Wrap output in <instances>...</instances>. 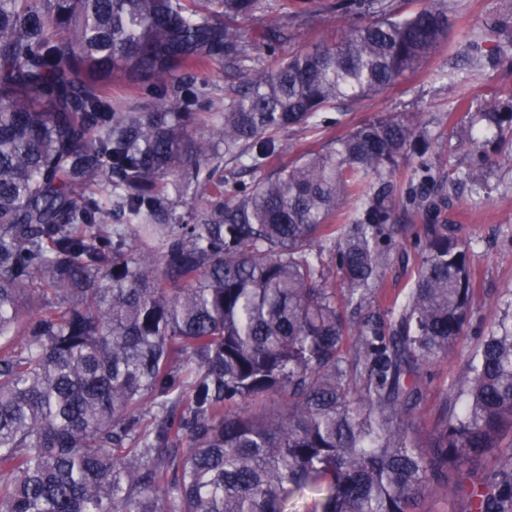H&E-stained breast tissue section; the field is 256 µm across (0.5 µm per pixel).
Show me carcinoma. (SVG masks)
I'll return each instance as SVG.
<instances>
[{"label": "carcinoma", "instance_id": "cac0c4a2", "mask_svg": "<svg viewBox=\"0 0 512 512\" xmlns=\"http://www.w3.org/2000/svg\"><path fill=\"white\" fill-rule=\"evenodd\" d=\"M269 9L0 0V512H288L307 489L306 512H413L450 471L469 509L512 512L511 314L442 430L414 421L422 370L474 313L454 225H426L413 288L369 308L405 231L396 198L434 207L432 170L406 163L419 126L380 115L251 184L224 171H264L283 131L414 74L447 42L448 3L333 0L360 24L282 58L310 11L245 37L238 20ZM485 39L512 65L507 23ZM116 75L141 104L112 99ZM481 118L512 140V94Z\"/></svg>", "mask_w": 512, "mask_h": 512}]
</instances>
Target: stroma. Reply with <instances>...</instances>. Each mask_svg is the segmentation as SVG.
Wrapping results in <instances>:
<instances>
[{
	"instance_id": "stroma-1",
	"label": "stroma",
	"mask_w": 512,
	"mask_h": 512,
	"mask_svg": "<svg viewBox=\"0 0 512 512\" xmlns=\"http://www.w3.org/2000/svg\"><path fill=\"white\" fill-rule=\"evenodd\" d=\"M316 2L318 7L310 21L295 29L285 52L331 38L346 26V18L324 11L328 0ZM497 21L512 24V0H448V42L417 73L376 98L346 101L325 110L318 130L282 134L283 150L269 164L270 169H277L385 113L407 115L427 125L432 145L426 159L438 176L457 180V192L452 197H437L438 210L432 215L397 211V222L405 231L398 236L372 297L376 308L403 297L417 277V236L429 224L454 225L458 239L469 248L475 273V314L456 353L427 366L422 376L423 400L417 420L427 436L440 429L448 409V389L464 380L467 356L476 347L478 336L512 311V161H507L501 140L489 133L479 144L480 151L491 160L484 187L461 179L473 160L465 138L477 120L482 101L512 89V69L498 64L494 43L481 38L483 26ZM468 40L481 44L480 68H473L461 51ZM442 69L454 72L457 83L436 79V72Z\"/></svg>"
}]
</instances>
